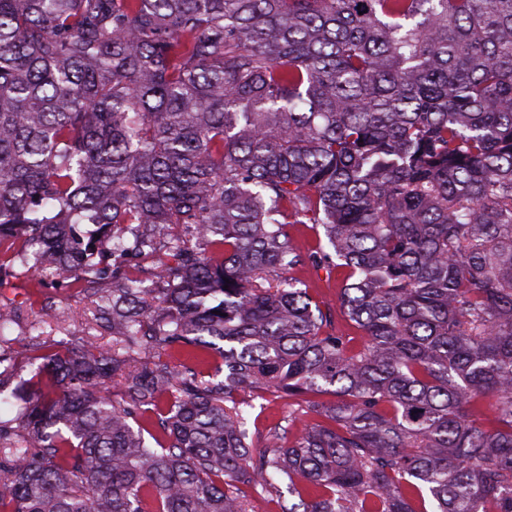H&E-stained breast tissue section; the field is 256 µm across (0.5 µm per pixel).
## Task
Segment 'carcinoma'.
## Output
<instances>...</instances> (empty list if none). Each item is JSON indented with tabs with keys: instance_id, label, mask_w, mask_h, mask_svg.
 <instances>
[{
	"instance_id": "carcinoma-1",
	"label": "carcinoma",
	"mask_w": 512,
	"mask_h": 512,
	"mask_svg": "<svg viewBox=\"0 0 512 512\" xmlns=\"http://www.w3.org/2000/svg\"><path fill=\"white\" fill-rule=\"evenodd\" d=\"M20 279L0 512H512V0H0ZM297 275L314 295L330 303H336V296L343 279L341 271L335 269L330 276H327L325 271H316L306 267ZM17 284L18 288L7 289V294L14 299L17 307V321L7 332L11 338H19V341L14 344L16 350H24L30 336L51 333L58 338L74 336L86 339L99 335L90 319V305L82 294L74 290H61L52 294L58 305V315L57 319L52 320L50 324H45L39 322V318H36L30 311L27 303L29 288H24V283L17 282ZM242 397L249 401L252 399V395L250 393H245ZM253 403L256 404V408L250 411L248 427L252 433L256 432L254 436V444L256 448H263L265 445L266 430L271 424L282 419L286 414L285 411L288 410V407L285 405V401L271 400L268 396L267 401L258 398L254 399ZM260 404H264V409H260Z\"/></svg>"
}]
</instances>
